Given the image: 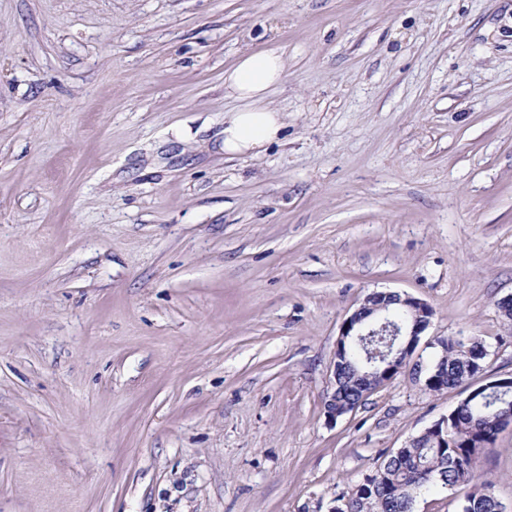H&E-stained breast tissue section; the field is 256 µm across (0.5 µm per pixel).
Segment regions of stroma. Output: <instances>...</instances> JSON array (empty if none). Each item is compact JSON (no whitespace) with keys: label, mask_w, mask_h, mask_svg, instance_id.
Listing matches in <instances>:
<instances>
[{"label":"stroma","mask_w":512,"mask_h":512,"mask_svg":"<svg viewBox=\"0 0 512 512\" xmlns=\"http://www.w3.org/2000/svg\"><path fill=\"white\" fill-rule=\"evenodd\" d=\"M248 49L286 129L229 158ZM380 291L512 375V0H0V512H330L468 393L326 420ZM481 469L512 512V424Z\"/></svg>","instance_id":"obj_1"}]
</instances>
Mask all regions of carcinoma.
<instances>
[{
	"label": "carcinoma",
	"instance_id": "cac0c4a2",
	"mask_svg": "<svg viewBox=\"0 0 512 512\" xmlns=\"http://www.w3.org/2000/svg\"><path fill=\"white\" fill-rule=\"evenodd\" d=\"M448 356L427 383L433 393L469 383L485 372L487 353L478 337L462 345L450 336ZM354 366L338 364L336 409L357 402L362 386ZM512 391H493L483 398L463 400L448 418V446L431 432L421 433L403 447L385 455L371 473L348 493L349 512H414L421 490L438 484L452 496L457 512H501V503L490 492L491 482L479 470L481 456L495 443L509 423Z\"/></svg>",
	"mask_w": 512,
	"mask_h": 512
}]
</instances>
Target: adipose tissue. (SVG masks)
Wrapping results in <instances>:
<instances>
[{
	"label": "adipose tissue",
	"mask_w": 512,
	"mask_h": 512,
	"mask_svg": "<svg viewBox=\"0 0 512 512\" xmlns=\"http://www.w3.org/2000/svg\"><path fill=\"white\" fill-rule=\"evenodd\" d=\"M285 73L282 57L272 50H247L224 72V93L238 101L224 121V153L229 157L257 156L279 141L285 126L268 95Z\"/></svg>",
	"instance_id": "obj_1"
}]
</instances>
